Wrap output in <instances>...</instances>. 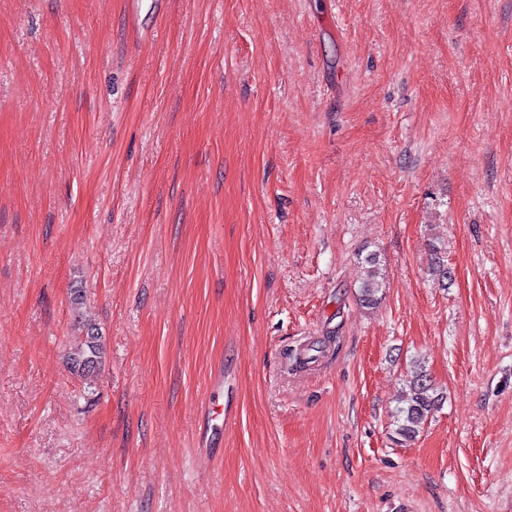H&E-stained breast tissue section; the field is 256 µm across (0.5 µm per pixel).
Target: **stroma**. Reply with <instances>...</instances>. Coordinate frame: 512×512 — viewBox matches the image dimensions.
<instances>
[{"instance_id": "1", "label": "stroma", "mask_w": 512, "mask_h": 512, "mask_svg": "<svg viewBox=\"0 0 512 512\" xmlns=\"http://www.w3.org/2000/svg\"><path fill=\"white\" fill-rule=\"evenodd\" d=\"M127 2L0 0V512H512V0ZM379 260L374 255H368L364 261V277L359 287V301L364 307L372 308L381 299L378 295L382 294V288H385L384 279L381 277ZM81 336L68 353L67 364L70 372L78 377L89 378L96 373L105 354L103 336L91 320L82 322ZM410 368L407 373V389L400 405L396 407L392 423V437L402 446L419 436L444 399L443 393L434 386L421 362L417 364V361H413Z\"/></svg>"}]
</instances>
